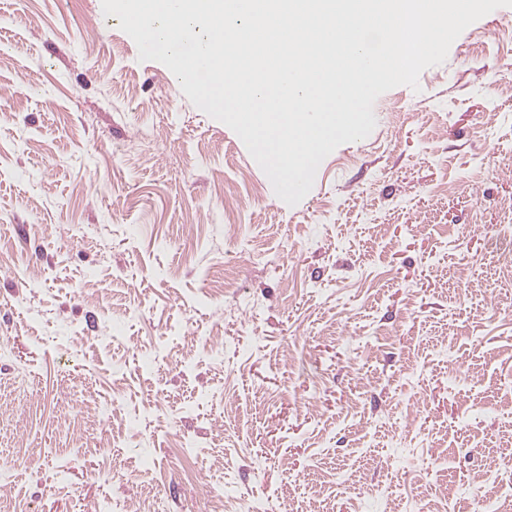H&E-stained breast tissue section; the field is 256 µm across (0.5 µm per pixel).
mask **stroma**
Returning a JSON list of instances; mask_svg holds the SVG:
<instances>
[{"label": "stroma", "mask_w": 512, "mask_h": 512, "mask_svg": "<svg viewBox=\"0 0 512 512\" xmlns=\"http://www.w3.org/2000/svg\"><path fill=\"white\" fill-rule=\"evenodd\" d=\"M505 27L380 95L290 206L101 0H0V512L505 496Z\"/></svg>", "instance_id": "35a3bbf8"}]
</instances>
